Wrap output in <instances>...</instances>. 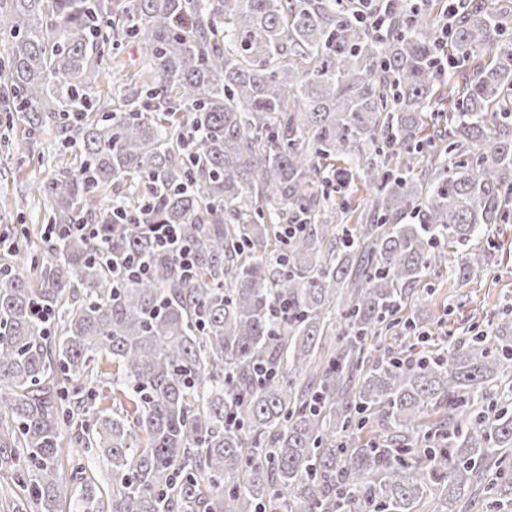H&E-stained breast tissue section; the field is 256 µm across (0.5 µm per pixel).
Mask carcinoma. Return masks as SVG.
Here are the masks:
<instances>
[{"label":"carcinoma","instance_id":"1","mask_svg":"<svg viewBox=\"0 0 512 512\" xmlns=\"http://www.w3.org/2000/svg\"><path fill=\"white\" fill-rule=\"evenodd\" d=\"M381 14L0 0L7 113L72 158L37 186L45 220L97 228L16 248L33 277L0 263V478L30 490L8 512H64V426L112 478L104 495L80 468L76 512L512 506V318L416 360L379 344L412 328L396 314L428 270L479 275L470 242L512 223V10L450 5L446 40L415 0ZM109 43L143 58L101 112L85 90ZM354 172L375 201L339 238ZM134 256L146 277H112ZM96 362L100 375V382L97 384L101 386L99 396L96 397V408L110 411L112 409V373L116 372V367L112 359L105 355L96 356Z\"/></svg>","mask_w":512,"mask_h":512}]
</instances>
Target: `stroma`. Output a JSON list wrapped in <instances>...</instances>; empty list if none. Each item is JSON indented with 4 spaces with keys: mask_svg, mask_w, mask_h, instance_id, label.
Masks as SVG:
<instances>
[{
    "mask_svg": "<svg viewBox=\"0 0 512 512\" xmlns=\"http://www.w3.org/2000/svg\"><path fill=\"white\" fill-rule=\"evenodd\" d=\"M138 61L137 46L125 44L114 50L111 72L88 92L91 101L112 102L125 74L135 70ZM54 173V167L32 155L22 126H15L8 144H0V236L21 223L30 232L33 249L41 248L44 204L32 197L31 190ZM473 245L487 256L486 268L477 278L462 283L447 271H429L403 305L402 317L430 331L428 338L415 341L416 351L438 349L468 336L473 323H487L504 309L512 311V223L483 226Z\"/></svg>",
    "mask_w": 512,
    "mask_h": 512,
    "instance_id": "35a3bbf8",
    "label": "stroma"
}]
</instances>
